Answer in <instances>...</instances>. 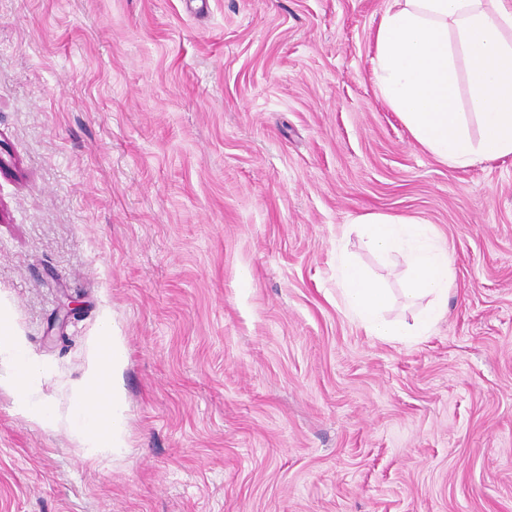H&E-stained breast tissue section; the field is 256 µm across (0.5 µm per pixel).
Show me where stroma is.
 <instances>
[{"label": "stroma", "instance_id": "35a3bbf8", "mask_svg": "<svg viewBox=\"0 0 512 512\" xmlns=\"http://www.w3.org/2000/svg\"><path fill=\"white\" fill-rule=\"evenodd\" d=\"M385 4L0 0V294L59 414L0 389V512H512V156L412 138ZM367 213L447 245L429 335L343 312L339 242L400 286ZM106 317L124 446L92 458L69 412Z\"/></svg>", "mask_w": 512, "mask_h": 512}]
</instances>
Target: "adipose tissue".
Returning <instances> with one entry per match:
<instances>
[{"label":"adipose tissue","mask_w":512,"mask_h":512,"mask_svg":"<svg viewBox=\"0 0 512 512\" xmlns=\"http://www.w3.org/2000/svg\"><path fill=\"white\" fill-rule=\"evenodd\" d=\"M373 76L414 140L440 162L465 167L512 155V0H387ZM463 86L481 128L476 141L457 108ZM122 362L112 322L103 320L70 417L89 456L122 445ZM0 365V387L14 388L17 413L55 425V408L38 396L43 368L29 356L12 304L1 295Z\"/></svg>","instance_id":"adipose-tissue-1"}]
</instances>
